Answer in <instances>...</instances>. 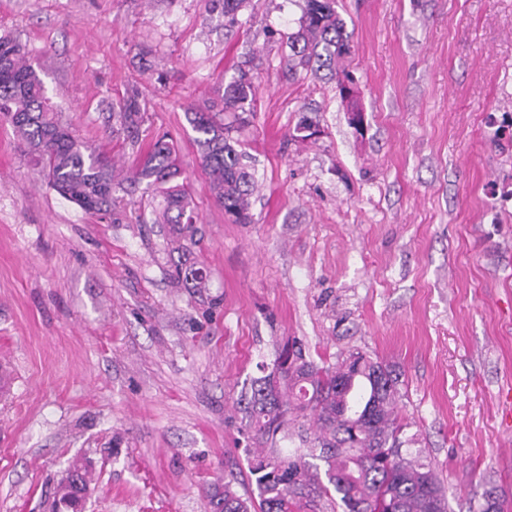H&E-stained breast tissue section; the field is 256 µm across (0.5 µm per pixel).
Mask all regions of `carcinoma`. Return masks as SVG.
<instances>
[{"instance_id": "obj_1", "label": "carcinoma", "mask_w": 512, "mask_h": 512, "mask_svg": "<svg viewBox=\"0 0 512 512\" xmlns=\"http://www.w3.org/2000/svg\"><path fill=\"white\" fill-rule=\"evenodd\" d=\"M299 30L291 36L289 62L314 70L351 54L352 33L336 0H304ZM257 86L245 71L224 87V111L251 112ZM0 114L25 140L36 165L62 198L85 213L109 212L121 188L112 158L77 139L55 115L42 79L21 56V47L0 38ZM202 166L224 213L249 224L254 173L246 163L234 126L209 112H188ZM179 151L161 138L139 158L129 185L147 181L164 196V216L173 225V250L193 241L196 214L180 174ZM336 362L316 364L302 350L283 346L272 371L254 381L247 428L256 444L250 462L255 490L241 494L237 477L224 475L208 497L214 512H316L333 500L341 512H448L444 488L430 464L408 457L407 424L399 416V379L384 362L351 351ZM298 437L309 456L324 463L326 481L311 473L304 455L282 456L279 440Z\"/></svg>"}]
</instances>
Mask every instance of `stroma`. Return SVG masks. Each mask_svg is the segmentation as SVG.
I'll return each mask as SVG.
<instances>
[{
    "instance_id": "1",
    "label": "stroma",
    "mask_w": 512,
    "mask_h": 512,
    "mask_svg": "<svg viewBox=\"0 0 512 512\" xmlns=\"http://www.w3.org/2000/svg\"><path fill=\"white\" fill-rule=\"evenodd\" d=\"M303 5L249 0L230 25L207 0H0V37L119 176L177 143L208 277L178 279L158 193L86 214L0 117V358L21 378L0 399V512H53L76 462L86 512H210L229 470L253 488L242 400L287 341L390 365L450 512L488 493L512 512V0H338L360 133L328 71L288 66ZM242 69L258 187L234 224L186 114L234 121ZM305 117L319 137L297 138ZM257 88L253 77L240 71L239 76L233 77L224 87V111L252 112Z\"/></svg>"
}]
</instances>
